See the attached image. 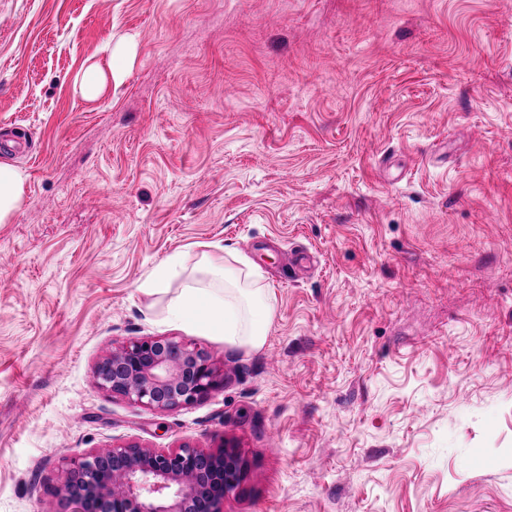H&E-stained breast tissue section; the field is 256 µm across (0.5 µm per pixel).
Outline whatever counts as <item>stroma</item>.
<instances>
[{
  "instance_id": "obj_1",
  "label": "stroma",
  "mask_w": 512,
  "mask_h": 512,
  "mask_svg": "<svg viewBox=\"0 0 512 512\" xmlns=\"http://www.w3.org/2000/svg\"><path fill=\"white\" fill-rule=\"evenodd\" d=\"M15 127L0 512H70L72 460L127 443L239 448L224 512H512V0H0ZM207 243L274 289L262 350L140 290ZM143 336L223 385L163 411L102 390ZM105 82V73L97 67H91L85 71L79 81L80 93L86 98H95L101 92Z\"/></svg>"
}]
</instances>
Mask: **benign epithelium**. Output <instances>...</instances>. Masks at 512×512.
I'll return each mask as SVG.
<instances>
[{
    "label": "benign epithelium",
    "mask_w": 512,
    "mask_h": 512,
    "mask_svg": "<svg viewBox=\"0 0 512 512\" xmlns=\"http://www.w3.org/2000/svg\"><path fill=\"white\" fill-rule=\"evenodd\" d=\"M98 385L154 410L191 404L221 385L210 356L182 341L137 337L96 369ZM234 446L204 451L114 446L72 463L61 492L72 512H224L246 480Z\"/></svg>",
    "instance_id": "7a95c632"
}]
</instances>
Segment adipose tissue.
<instances>
[{
    "instance_id": "adipose-tissue-1",
    "label": "adipose tissue",
    "mask_w": 512,
    "mask_h": 512,
    "mask_svg": "<svg viewBox=\"0 0 512 512\" xmlns=\"http://www.w3.org/2000/svg\"><path fill=\"white\" fill-rule=\"evenodd\" d=\"M24 171L0 162V223H6L20 208L24 197ZM210 269L220 272L218 285H205L189 272L182 254L170 255L155 267L141 285L147 294H167L165 320L201 336H220L225 343L251 351L261 350L268 338L276 310L271 289L260 287L259 270L246 258L228 269L219 253H206ZM177 291H170L171 283Z\"/></svg>"
}]
</instances>
